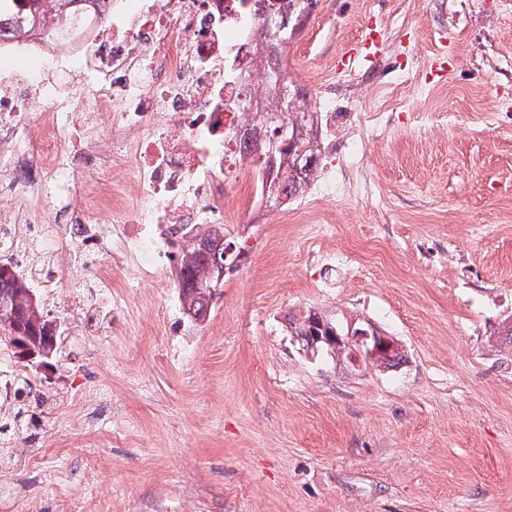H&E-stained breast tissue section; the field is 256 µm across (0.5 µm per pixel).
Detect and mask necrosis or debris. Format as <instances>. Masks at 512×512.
<instances>
[{"label": "necrosis or debris", "instance_id": "obj_1", "mask_svg": "<svg viewBox=\"0 0 512 512\" xmlns=\"http://www.w3.org/2000/svg\"><path fill=\"white\" fill-rule=\"evenodd\" d=\"M253 24L245 0H91L50 40L1 37L0 259L38 289L62 272L35 267L22 208L71 267L94 255L103 287L130 265L161 288L177 227L236 223L224 196L248 167L232 133L260 101L241 78Z\"/></svg>", "mask_w": 512, "mask_h": 512}]
</instances>
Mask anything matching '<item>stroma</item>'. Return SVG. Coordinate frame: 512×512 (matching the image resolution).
I'll return each instance as SVG.
<instances>
[{
  "instance_id": "35a3bbf8",
  "label": "stroma",
  "mask_w": 512,
  "mask_h": 512,
  "mask_svg": "<svg viewBox=\"0 0 512 512\" xmlns=\"http://www.w3.org/2000/svg\"><path fill=\"white\" fill-rule=\"evenodd\" d=\"M373 37L369 60L346 53ZM284 58L322 123L319 179L241 206L244 256L204 321L165 287L70 341L39 429L0 453V512H512V0H319ZM315 309L406 350L380 370L300 349Z\"/></svg>"
}]
</instances>
